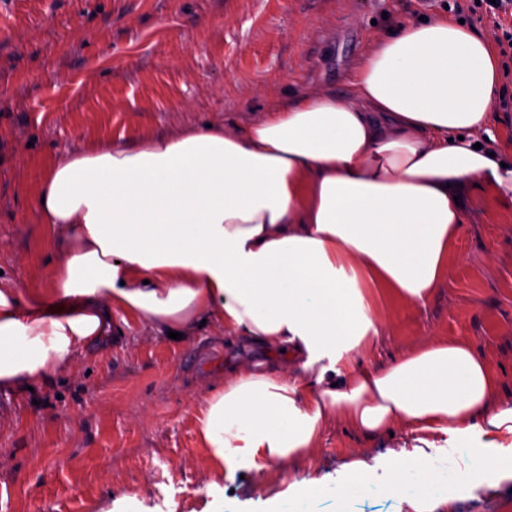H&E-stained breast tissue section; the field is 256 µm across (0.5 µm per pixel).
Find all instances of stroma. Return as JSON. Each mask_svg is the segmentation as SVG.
I'll list each match as a JSON object with an SVG mask.
<instances>
[{
  "label": "stroma",
  "instance_id": "35a3bbf8",
  "mask_svg": "<svg viewBox=\"0 0 512 512\" xmlns=\"http://www.w3.org/2000/svg\"><path fill=\"white\" fill-rule=\"evenodd\" d=\"M448 0H0V283L40 288L50 255L35 213L57 157L96 140L134 144L208 123L246 126L293 96L342 92L398 23L445 15ZM452 284L426 307L395 304L368 363L387 366L431 337L470 342L512 400V212L466 200ZM209 327L174 340L113 318L112 334L33 389L0 390V512H272L312 479L375 471L363 495L307 512H411L385 489L400 435L369 440L330 424L297 462L216 473L196 404L224 366L265 360ZM435 455L466 470L441 512H512V474L472 469L464 444Z\"/></svg>",
  "mask_w": 512,
  "mask_h": 512
}]
</instances>
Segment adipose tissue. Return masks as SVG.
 Instances as JSON below:
<instances>
[{"mask_svg":"<svg viewBox=\"0 0 512 512\" xmlns=\"http://www.w3.org/2000/svg\"><path fill=\"white\" fill-rule=\"evenodd\" d=\"M499 90L489 33L408 21L364 54L348 92L293 97L245 127L59 156L36 206L54 254L45 286H0V389L72 368L116 314L162 336L204 322L277 354L228 368L200 402L220 469L294 460L340 421L424 446L466 437L474 467L503 475L512 466L489 450L512 435V401L471 344L363 363L392 300L426 305L448 281L462 198L477 187L512 209V158L489 147ZM464 482L444 458L400 453L387 488L411 512H438L439 490ZM370 486L356 462L300 497Z\"/></svg>","mask_w":512,"mask_h":512,"instance_id":"ef3b65f1","label":"adipose tissue"}]
</instances>
